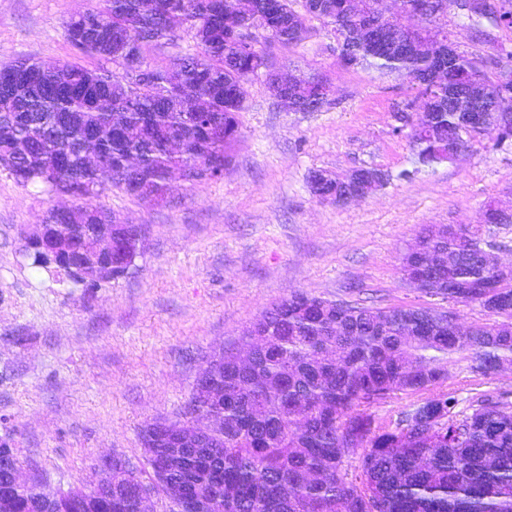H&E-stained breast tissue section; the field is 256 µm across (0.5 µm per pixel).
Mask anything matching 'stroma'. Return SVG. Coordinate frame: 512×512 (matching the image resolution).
<instances>
[{"instance_id": "35a3bbf8", "label": "stroma", "mask_w": 512, "mask_h": 512, "mask_svg": "<svg viewBox=\"0 0 512 512\" xmlns=\"http://www.w3.org/2000/svg\"><path fill=\"white\" fill-rule=\"evenodd\" d=\"M103 0H0V67L30 58L52 68L92 56L64 38L69 16ZM458 49L483 58L490 79L512 73V30L470 27L448 15ZM297 45L268 42L272 69L327 78L330 101L291 112L264 78L244 85L240 139L218 180L175 181L158 205L106 185L99 201L142 225L144 246L123 276L95 288L32 268L27 235L67 195L18 184L0 170V439L50 488L96 482L99 460L144 464L140 433L157 418H182L207 360L238 346L263 311L294 291L365 304L433 305L407 284L402 258L423 228L479 224L512 263V224H487L492 201L512 207V137L473 142L456 160L416 163L395 113L413 96L407 80L344 66L331 29L310 20ZM378 169L387 179L366 197L320 201L309 175ZM460 401L490 391L512 402V371L448 367Z\"/></svg>"}]
</instances>
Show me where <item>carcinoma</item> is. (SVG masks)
Listing matches in <instances>:
<instances>
[{
    "mask_svg": "<svg viewBox=\"0 0 512 512\" xmlns=\"http://www.w3.org/2000/svg\"><path fill=\"white\" fill-rule=\"evenodd\" d=\"M427 29L448 32L437 18L457 0H423ZM350 0H105L101 9L70 17L64 35L72 48L97 57L92 70L65 63L50 71L31 59L0 68V157L17 183L41 185L82 201L53 231L70 253L49 262L25 246L34 268L54 270L75 284L76 251L121 242L124 227L111 209L93 203L100 174L130 195L166 201L173 180L223 176L238 136L244 84L268 68L261 41L298 44L307 20L332 28L348 42L356 65L425 75L434 63L422 53L388 57L389 45L356 33ZM191 34L195 51L165 69L151 66L145 47L176 39L175 21ZM112 68H107V64ZM138 64L149 81L132 85ZM451 76L479 75L496 88L482 61L463 53ZM433 133L413 132L416 163L450 161L448 144L463 147L483 137L460 128L448 87L432 90ZM314 193L335 197L340 180L323 170L310 175ZM483 225L422 232L405 254L407 279L423 273L441 284L435 293L454 304H475L491 316L480 325L450 327L423 305L361 306L293 292L264 311L243 333L253 358L243 366L224 354L209 380L222 391L208 413L224 436L182 443L163 429L156 460L164 481L118 474L112 491L63 506L42 499V475L15 488L16 455L0 459V492L15 498V512H135L149 485L167 498L178 490L189 502L205 494L211 512H512V403L480 394L464 411L448 389V363L464 355L489 376L512 370V274L494 269ZM424 393L394 421L373 407L401 394ZM358 457L352 467L349 459Z\"/></svg>",
    "mask_w": 512,
    "mask_h": 512,
    "instance_id": "obj_1",
    "label": "carcinoma"
}]
</instances>
